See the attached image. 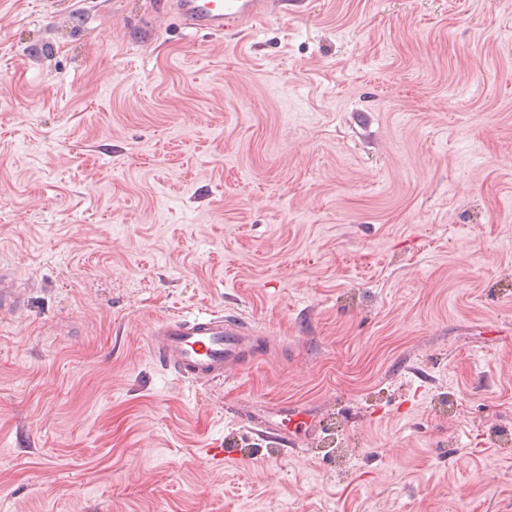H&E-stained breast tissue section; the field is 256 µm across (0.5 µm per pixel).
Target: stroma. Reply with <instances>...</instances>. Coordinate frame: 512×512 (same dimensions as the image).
Instances as JSON below:
<instances>
[{
	"instance_id": "stroma-1",
	"label": "stroma",
	"mask_w": 512,
	"mask_h": 512,
	"mask_svg": "<svg viewBox=\"0 0 512 512\" xmlns=\"http://www.w3.org/2000/svg\"><path fill=\"white\" fill-rule=\"evenodd\" d=\"M168 8L0 0V512H512V0ZM284 0H175L171 11L191 33H220L281 12ZM255 331L223 313H189L155 323L148 343L179 378L191 382L220 380L227 367L247 362ZM281 418L280 421H268L261 426L262 430L261 432L268 435H274L279 437L282 441L286 443H290L292 445H288L290 448H294L293 445H295V442L291 440L290 438L286 437L285 434V428L287 427V424L285 423L286 420H288V424L291 423L293 420L297 421L296 427L298 426L301 428H304L305 430H312L313 426L309 419L308 414H306L303 410L292 408L290 413H285Z\"/></svg>"
}]
</instances>
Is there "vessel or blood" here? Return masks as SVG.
<instances>
[{"label": "vessel or blood", "mask_w": 512, "mask_h": 512, "mask_svg": "<svg viewBox=\"0 0 512 512\" xmlns=\"http://www.w3.org/2000/svg\"><path fill=\"white\" fill-rule=\"evenodd\" d=\"M284 0H174L171 11L185 30L220 33L282 11ZM255 330L222 313L199 312L169 317L155 323L149 347L179 378L191 381L220 380L227 367L246 363ZM311 429L308 414L291 409L285 419L263 424L268 435L284 437L287 422Z\"/></svg>", "instance_id": "vessel-or-blood-1"}]
</instances>
